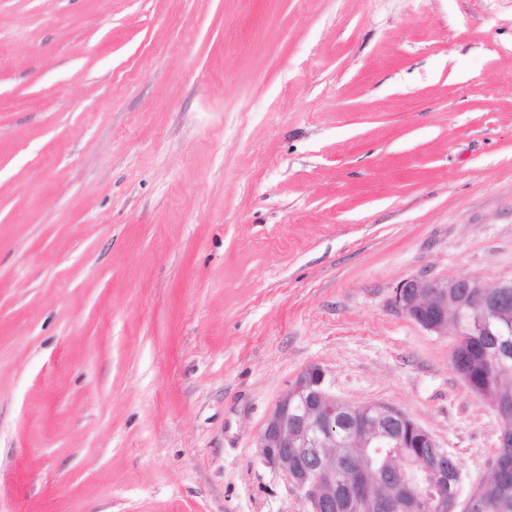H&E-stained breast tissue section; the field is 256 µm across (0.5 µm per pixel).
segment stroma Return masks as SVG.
I'll return each mask as SVG.
<instances>
[{"label": "stroma", "instance_id": "stroma-1", "mask_svg": "<svg viewBox=\"0 0 512 512\" xmlns=\"http://www.w3.org/2000/svg\"><path fill=\"white\" fill-rule=\"evenodd\" d=\"M512 278V0H0V512H308L296 377L490 474L405 278Z\"/></svg>", "mask_w": 512, "mask_h": 512}]
</instances>
